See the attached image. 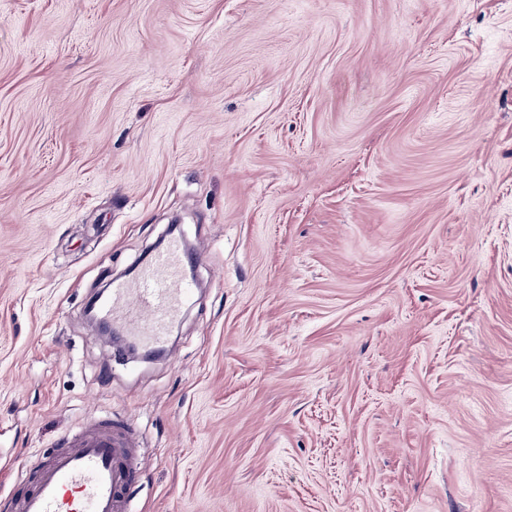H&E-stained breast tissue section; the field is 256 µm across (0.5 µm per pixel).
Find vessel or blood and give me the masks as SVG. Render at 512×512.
Returning <instances> with one entry per match:
<instances>
[{"mask_svg": "<svg viewBox=\"0 0 512 512\" xmlns=\"http://www.w3.org/2000/svg\"><path fill=\"white\" fill-rule=\"evenodd\" d=\"M191 258L179 242H169L133 276L113 279L96 305L98 317L130 344L166 349L192 294L185 277ZM139 465L137 445L126 427L92 423L36 470L16 512H132L128 490Z\"/></svg>", "mask_w": 512, "mask_h": 512, "instance_id": "vessel-or-blood-1", "label": "vessel or blood"}]
</instances>
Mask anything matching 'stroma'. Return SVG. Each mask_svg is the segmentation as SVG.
Instances as JSON below:
<instances>
[{"label":"stroma","instance_id":"stroma-1","mask_svg":"<svg viewBox=\"0 0 512 512\" xmlns=\"http://www.w3.org/2000/svg\"><path fill=\"white\" fill-rule=\"evenodd\" d=\"M109 419L134 512H512V0H0V512ZM197 255L178 241L169 242L133 276L113 279L109 292L96 305L98 317L116 327L130 344L166 349L192 294L185 269Z\"/></svg>","mask_w":512,"mask_h":512}]
</instances>
